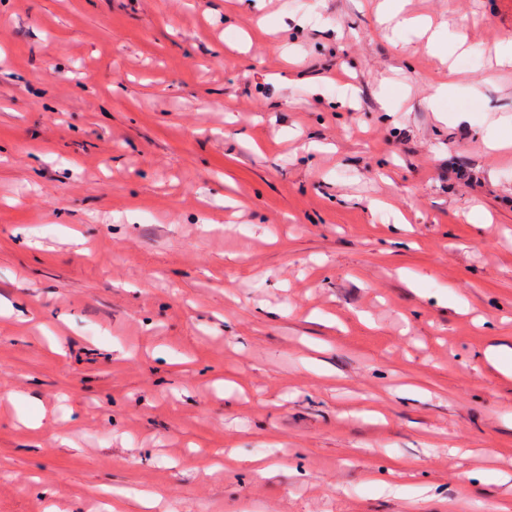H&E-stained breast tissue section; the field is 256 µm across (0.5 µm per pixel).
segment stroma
Wrapping results in <instances>:
<instances>
[{"instance_id":"1","label":"stroma","mask_w":512,"mask_h":512,"mask_svg":"<svg viewBox=\"0 0 512 512\" xmlns=\"http://www.w3.org/2000/svg\"><path fill=\"white\" fill-rule=\"evenodd\" d=\"M381 2L0 0V512H512V0ZM386 17L382 23L393 22V30L399 28H414L426 33L428 28L417 18H406L400 16L403 0H386Z\"/></svg>"}]
</instances>
